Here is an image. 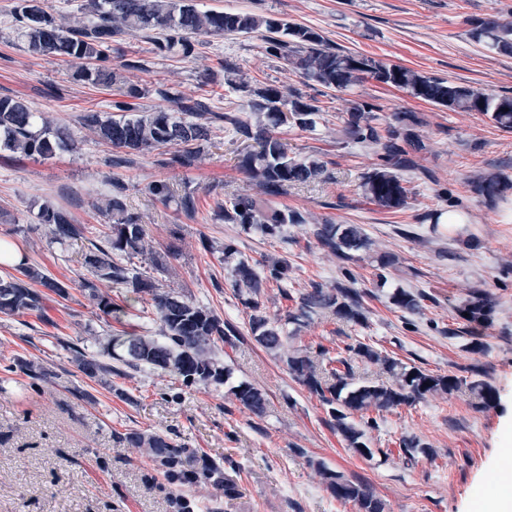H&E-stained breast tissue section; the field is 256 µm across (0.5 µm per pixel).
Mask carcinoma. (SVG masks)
Returning a JSON list of instances; mask_svg holds the SVG:
<instances>
[{"label":"carcinoma","mask_w":512,"mask_h":512,"mask_svg":"<svg viewBox=\"0 0 512 512\" xmlns=\"http://www.w3.org/2000/svg\"><path fill=\"white\" fill-rule=\"evenodd\" d=\"M32 0H19L17 16L29 53L51 62H76V79L89 85L112 84L122 100L112 103L115 114L102 116L88 110L80 116L82 126L94 131L120 156L117 164L129 155H164L162 165L193 168L209 140L208 125L227 124L241 143L238 167L258 188L255 195H232L224 201V221L238 225L245 233L264 238L282 237L290 224H304L306 217L297 210L281 209L271 197L288 194V190L329 178L327 165L318 158L297 160L288 156L278 129L291 125L301 130L316 127L321 109L314 100L295 90L266 86L250 91L246 119L213 111L207 99L187 100L159 87L157 94L167 102L164 107L142 110L136 100L145 91L137 84L125 82L112 68V44L130 31H151L156 53L163 57L193 59L205 37L261 35L266 54L281 58L303 78L327 89L347 90L368 79L398 87L427 102L454 111L479 112L497 127L512 131V96L496 95L444 78L426 76L397 64H385L371 57L354 55L331 47L316 30L294 24L272 14L249 11H199L190 0H86L77 19L67 24ZM471 36L486 48L512 54V18L480 19L472 23ZM224 85L232 91H247L248 85L231 65H224ZM380 108L369 101L354 103L340 129L343 140L370 146L378 162L362 179L366 199L378 207L400 211L408 207L409 189L401 172L419 169L418 154L426 150L419 128L422 119L414 112L399 111L389 121L378 122ZM74 146L71 133L55 126L43 113L35 112L21 99L0 97V150L27 158L43 159ZM470 190L489 203L495 202L512 186L499 173H478L467 180ZM152 199L166 202L172 197L170 186L154 181L147 187ZM112 224L103 236L104 243H91L84 254L85 274L81 287L88 296L110 314L112 300L99 294L98 282L109 281L128 292L152 295L156 322L161 335L126 332L112 337L98 353L69 341L62 345L78 362L80 371L90 379L128 369H160L182 380L186 386L221 385L233 377V371L221 363L216 352L219 344L232 346L241 336L237 326L220 318L210 308L174 290L156 285L151 272L161 270L167 259L175 256L178 245L171 240L164 252L148 250L146 228L140 217L129 211L124 183L112 182L107 200ZM38 223L47 227L58 242L82 240L92 229L75 222L65 207L45 204L37 214ZM315 236L321 246L338 260L339 277L331 284L313 281L292 294L288 280L293 267L285 256L266 257L250 263L239 257L234 243L224 244V268L231 288L249 309L248 330L252 339L269 352L277 354L291 378L309 394L317 397L326 412L325 423L345 447L357 455L373 458L388 456L382 448L370 446L369 433L379 427L384 413L412 406L429 397L446 398L465 394L472 406L483 411L495 405L496 391L485 380L482 368L473 366L467 375L437 374L416 365H408L370 343L354 338L336 351L319 345L302 348L288 344L290 333L284 325H304L314 315L336 322L363 327L367 324L366 297L371 291L358 287V280L348 263L370 249L371 242L359 224H318ZM143 258L147 265L135 262ZM399 264L397 255L387 252L376 258L377 283L387 282L388 271ZM274 284L285 300L293 302L284 320H273L263 311L264 288ZM69 285L45 274L40 268L23 261L15 273L0 277V314L15 316L44 308L46 296L69 295ZM429 296L405 288L387 293L388 304L410 315H418ZM499 301L487 288L471 289L469 296L455 307L462 325L447 330L448 338L470 340L478 346L473 333L490 324ZM375 367L383 379L361 380L356 363ZM14 367L32 381H43L47 371L26 358H16ZM235 400L251 414H266V392L242 380L232 386ZM116 439L156 462L168 483L181 486L202 481L216 498H233L235 482L224 469L225 459L205 458L197 469L189 468L194 451L175 443L159 432L130 430ZM400 451L412 462L418 455H434L430 446L415 437L401 441ZM329 495L351 503L356 512H389L385 499L377 495L364 480L348 477L315 462Z\"/></svg>","instance_id":"obj_1"}]
</instances>
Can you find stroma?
<instances>
[{
    "label": "stroma",
    "mask_w": 512,
    "mask_h": 512,
    "mask_svg": "<svg viewBox=\"0 0 512 512\" xmlns=\"http://www.w3.org/2000/svg\"><path fill=\"white\" fill-rule=\"evenodd\" d=\"M17 0H0V96L24 100L69 128L74 151L41 160L0 151V238L15 243L30 262L66 281L68 298L48 302L45 314H0V512H174L173 496L207 505L212 491L202 485L173 489L161 471L138 449L125 447L115 433L157 431L198 455L230 458L239 494L222 500V512H356L333 499L314 466L357 476L387 500L390 512H478L483 498L495 495L505 452L512 448V189L495 203L473 194L466 184L476 172L495 171L512 179V131L497 128L476 112L451 111L413 97L406 90L367 80L338 91L307 85L287 63L267 55L260 34L249 38H208L190 60L158 56L142 33L133 32L112 46V62L137 60L141 69L124 71L128 82L146 91L143 108L161 106L156 93L165 85L187 98L208 93L216 111L241 113L248 92L228 91L224 63L238 64L250 89L291 87L314 98L321 108L314 130L281 127L288 154L326 162L330 180L300 186L276 197L278 207L294 209L306 223L289 226L287 239L247 234L225 223V192L255 194L239 170L237 145L224 124L211 125L197 166L185 170L135 157L115 167L112 149L100 142L79 117L95 109L110 112L111 88L74 80L73 66L31 56L15 14ZM199 10H245L272 14L315 28L333 47L423 74L512 94V55L487 51L469 35L472 21L498 17L512 0H195ZM377 104L381 119L408 111L421 117L426 145L420 171L403 172L410 191L408 208L387 211L369 202L360 188L376 161L372 148L347 143L338 130L352 101ZM122 179L126 203L147 226L150 248L160 249L178 234L180 252L167 271L156 273L162 288L191 296L222 319L242 326L249 311L235 297L224 268V243L234 241L241 257L255 261L287 255L293 266L290 292L310 281L332 284L337 260L314 235L316 224H358L372 242L370 252L350 262L362 284L374 278V254L392 252L400 265L391 287L431 295L416 329L405 327L399 310L388 307L384 291L368 298L365 327H351L313 316L295 334L296 346L327 347L358 336L403 362L430 371L457 373L482 367L497 392L487 411L466 397L429 399L383 415L369 434L372 447L388 456L363 458L345 447L325 424L319 400L289 376L283 363L250 337L220 346L217 356L233 368L234 380L264 389V417L243 409L229 386H186L161 370H130L126 375L86 378L70 362L60 340L99 351L121 331L157 330L150 295L127 299L124 289L102 281L101 294L125 306L121 318L105 315L80 287L84 241L51 239L36 216L48 201L67 207L76 223L93 230L111 223L106 198L113 178ZM169 183L168 203L153 200L146 186ZM196 198L195 216H186L179 198ZM411 225L412 236L397 229ZM212 249L203 251L201 238ZM491 289L499 299L493 323L479 339L481 353L466 350L444 330L455 325V308L469 288ZM40 363L47 380L30 385L13 371L15 357ZM91 400L79 399L81 391ZM126 398H119V391ZM432 446L434 458L405 464L402 437Z\"/></svg>",
    "instance_id": "stroma-1"
}]
</instances>
